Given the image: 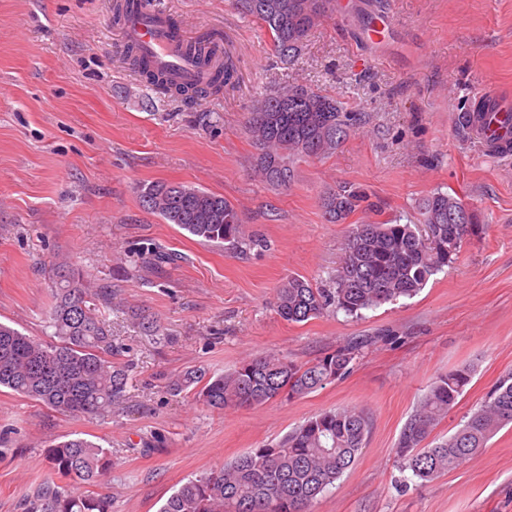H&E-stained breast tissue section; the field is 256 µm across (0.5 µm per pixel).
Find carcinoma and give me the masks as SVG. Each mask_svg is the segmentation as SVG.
Wrapping results in <instances>:
<instances>
[{
  "label": "carcinoma",
  "instance_id": "carcinoma-1",
  "mask_svg": "<svg viewBox=\"0 0 512 512\" xmlns=\"http://www.w3.org/2000/svg\"><path fill=\"white\" fill-rule=\"evenodd\" d=\"M242 11L268 32L278 57L288 63L301 51L326 16L328 0H238ZM207 68L206 80L174 85L169 94L196 104L234 87L236 68L216 43L191 45ZM132 66L152 85L168 84L152 62L130 48ZM363 122L334 96L296 85L265 95L252 104L246 133L258 150L256 166L268 185L286 188L294 164L333 153ZM142 207L190 235L222 242L243 253L260 244L241 228L237 208L224 196L164 181L138 187ZM464 202L437 191L420 204L418 224L399 220L348 226L341 267L324 284L296 275L276 289L277 315L288 323L306 322L329 312L359 316L400 298H411L430 278L481 234L475 214L456 218ZM329 224H344L358 210L372 211L364 189L345 183L321 198ZM50 342L0 323V387L61 412L109 417L120 408L131 380L130 361L115 343L106 311L115 293L94 287L69 261H53ZM130 318L158 341L167 328L139 310ZM363 342L351 341L310 364L278 355H258L233 370L211 375L187 370L171 380L174 392H192L207 407L252 409L274 400L302 398L345 376ZM472 372L461 368L438 376L404 425L395 449L400 472L433 480L460 467L486 447L493 434L512 424V375L501 380L463 425L440 443L428 442L436 424L458 403ZM370 428L368 416L353 407L323 410L288 432L271 448H255L210 473L183 483L160 512H311L327 487L356 462ZM46 458L64 483L46 486L25 499L24 512H110L103 498L78 493L111 464L110 451L77 437L48 442Z\"/></svg>",
  "mask_w": 512,
  "mask_h": 512
}]
</instances>
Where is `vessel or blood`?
I'll list each match as a JSON object with an SVG mask.
<instances>
[{
  "instance_id": "obj_1",
  "label": "vessel or blood",
  "mask_w": 512,
  "mask_h": 512,
  "mask_svg": "<svg viewBox=\"0 0 512 512\" xmlns=\"http://www.w3.org/2000/svg\"><path fill=\"white\" fill-rule=\"evenodd\" d=\"M127 43L135 45L154 67L180 84H193L202 77L196 59L185 53L186 41L174 37L169 16L161 11L138 9L130 12L123 25ZM479 125V137L489 154L512 153V133L498 128L496 118L512 112V102L498 91L485 88L476 93L470 108Z\"/></svg>"
}]
</instances>
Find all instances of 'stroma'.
<instances>
[{
    "mask_svg": "<svg viewBox=\"0 0 512 512\" xmlns=\"http://www.w3.org/2000/svg\"><path fill=\"white\" fill-rule=\"evenodd\" d=\"M375 1L330 0L285 65L236 0H151L236 65L233 89L189 106L129 65L116 0H0V321L49 339L48 263L64 257L117 290L108 318L136 366L122 409L105 419L0 389V512H23L27 495L56 481L48 440L108 448L112 466L88 492L108 498L112 512H159L187 479L342 407L369 414L366 445L312 512H512V427L458 469L404 492L394 451L438 375L473 372L432 433L441 440L512 373V154L488 156L457 121L481 87L512 90V0H379L395 24L374 44L362 15ZM290 84L335 95L366 120L275 189L254 170L244 124L255 99ZM152 181L223 195L265 247L236 255L164 223L137 196ZM345 182L379 206L356 222H409L439 190L466 202L483 231L413 298L358 318L285 322L274 306L282 280L321 282L341 264L347 227L324 220L320 199ZM153 245L175 261L158 271L144 264L141 251ZM129 307L159 317L171 343L144 335ZM365 337L350 375L301 399L219 412L166 388L182 371L220 374L267 353L306 364Z\"/></svg>",
    "mask_w": 512,
    "mask_h": 512,
    "instance_id": "stroma-1",
    "label": "stroma"
}]
</instances>
